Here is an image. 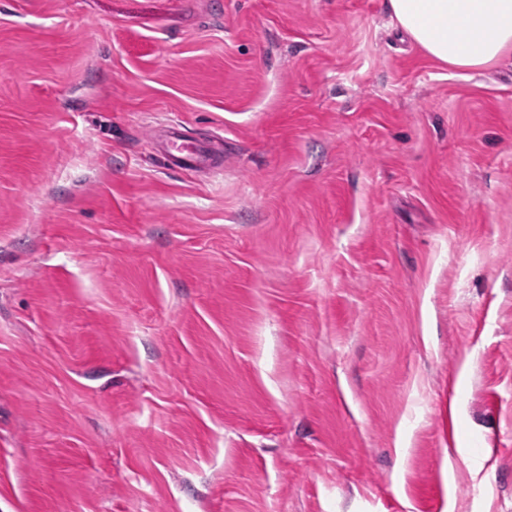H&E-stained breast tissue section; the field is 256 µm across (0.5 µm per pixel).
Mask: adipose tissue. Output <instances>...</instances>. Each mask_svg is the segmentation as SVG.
Returning <instances> with one entry per match:
<instances>
[{"instance_id": "ef3b65f1", "label": "adipose tissue", "mask_w": 512, "mask_h": 512, "mask_svg": "<svg viewBox=\"0 0 512 512\" xmlns=\"http://www.w3.org/2000/svg\"><path fill=\"white\" fill-rule=\"evenodd\" d=\"M394 22L427 56L462 72L512 57V0H388Z\"/></svg>"}]
</instances>
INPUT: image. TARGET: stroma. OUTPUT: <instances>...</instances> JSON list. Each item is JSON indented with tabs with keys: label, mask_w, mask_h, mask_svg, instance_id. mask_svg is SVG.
Returning a JSON list of instances; mask_svg holds the SVG:
<instances>
[{
	"label": "stroma",
	"mask_w": 512,
	"mask_h": 512,
	"mask_svg": "<svg viewBox=\"0 0 512 512\" xmlns=\"http://www.w3.org/2000/svg\"><path fill=\"white\" fill-rule=\"evenodd\" d=\"M386 3L0 0V512H512V58ZM169 168L199 170L211 164V154L198 140L189 137L180 125H170L167 140L161 153Z\"/></svg>",
	"instance_id": "obj_1"
}]
</instances>
